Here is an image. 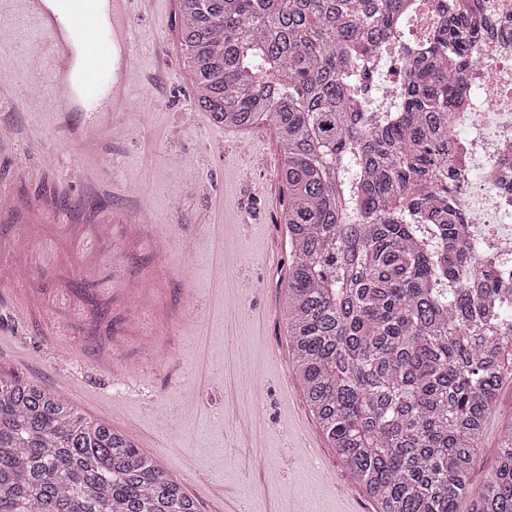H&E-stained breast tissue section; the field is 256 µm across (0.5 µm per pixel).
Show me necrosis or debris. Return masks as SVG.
<instances>
[{
    "label": "necrosis or debris",
    "mask_w": 512,
    "mask_h": 512,
    "mask_svg": "<svg viewBox=\"0 0 512 512\" xmlns=\"http://www.w3.org/2000/svg\"><path fill=\"white\" fill-rule=\"evenodd\" d=\"M487 38L475 49L468 89L449 113L452 163L465 172L458 189L465 236L488 257L512 256V0H466Z\"/></svg>",
    "instance_id": "1"
}]
</instances>
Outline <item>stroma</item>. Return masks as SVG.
<instances>
[{"instance_id": "35a3bbf8", "label": "stroma", "mask_w": 512, "mask_h": 512, "mask_svg": "<svg viewBox=\"0 0 512 512\" xmlns=\"http://www.w3.org/2000/svg\"><path fill=\"white\" fill-rule=\"evenodd\" d=\"M0 44V377L126 432L198 512H377L323 437L285 313L280 151L197 110L176 0L130 18L134 111L50 108L48 40ZM102 135L79 140L89 123ZM512 420L507 379L472 487Z\"/></svg>"}]
</instances>
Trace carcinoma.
Listing matches in <instances>:
<instances>
[{
    "label": "carcinoma",
    "instance_id": "carcinoma-1",
    "mask_svg": "<svg viewBox=\"0 0 512 512\" xmlns=\"http://www.w3.org/2000/svg\"><path fill=\"white\" fill-rule=\"evenodd\" d=\"M409 0H178L195 105L273 125L286 204L288 334L306 404L378 512H512V422L470 484L474 443L512 377V288L457 234L462 173L448 106L481 33L458 0L407 53L396 94L376 68ZM0 512H196L126 433L0 377Z\"/></svg>",
    "mask_w": 512,
    "mask_h": 512
}]
</instances>
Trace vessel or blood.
<instances>
[{"label": "vessel or blood", "instance_id": "vessel-or-blood-1", "mask_svg": "<svg viewBox=\"0 0 512 512\" xmlns=\"http://www.w3.org/2000/svg\"><path fill=\"white\" fill-rule=\"evenodd\" d=\"M0 1L36 19L49 37L54 111L77 112L101 103L111 112L133 111L130 63L114 60L115 53L132 45V0H112L107 23L97 12L96 0H57L54 11L45 9V0Z\"/></svg>", "mask_w": 512, "mask_h": 512}]
</instances>
